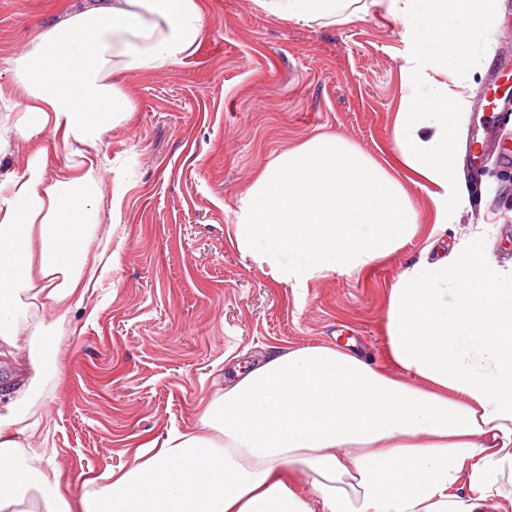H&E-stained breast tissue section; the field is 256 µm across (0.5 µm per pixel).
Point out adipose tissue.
<instances>
[{
    "mask_svg": "<svg viewBox=\"0 0 512 512\" xmlns=\"http://www.w3.org/2000/svg\"><path fill=\"white\" fill-rule=\"evenodd\" d=\"M256 3L305 24L347 23L378 6L405 38L430 30L437 53L404 70L423 92L397 114L393 158L447 217L465 191L454 157L469 46L489 30L494 0ZM452 15L464 25H449ZM204 26L199 0H86L0 61L13 86L0 90V355L35 341L34 367L56 366L55 326L37 312L67 316L113 261L93 245L103 197L116 205L124 193L104 192L96 177L105 134L135 109L119 78L192 54ZM46 137L70 148L68 163L49 169L41 144L23 169L5 163L18 139ZM431 246L435 256L407 266L388 302V358L409 381L337 347L273 349L237 370L196 428L139 445L131 463L86 480L76 503L59 471L29 453L26 396L10 390L0 403V512H512V272L472 241Z\"/></svg>",
    "mask_w": 512,
    "mask_h": 512,
    "instance_id": "1",
    "label": "adipose tissue"
}]
</instances>
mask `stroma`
I'll return each instance as SVG.
<instances>
[{"label": "stroma", "mask_w": 512, "mask_h": 512, "mask_svg": "<svg viewBox=\"0 0 512 512\" xmlns=\"http://www.w3.org/2000/svg\"><path fill=\"white\" fill-rule=\"evenodd\" d=\"M80 0H0V57ZM206 25L195 52L175 64L125 75L136 108L108 133L104 184L120 180V210L102 209L121 247L101 286L73 305L56 337L58 374L37 375L28 350L0 356V381L37 382L28 419L50 426L33 448L78 500L88 477L118 469L139 442L193 429L234 368L268 348L344 345L389 368L388 297L429 243L435 208L406 169L419 213L416 235L350 275L295 288L242 254L230 233L249 187L283 152L336 135L388 162L413 52L431 55L427 30L403 28L373 8L342 25L271 16L255 0H200ZM475 72L459 114L461 147L488 151L479 168L457 164L468 194L448 210L449 241L473 240L512 268V101L489 104L487 76L512 82V0H497L493 31L475 36Z\"/></svg>", "instance_id": "1"}]
</instances>
